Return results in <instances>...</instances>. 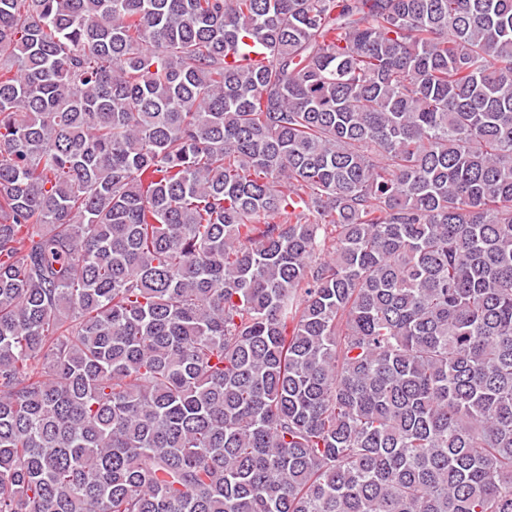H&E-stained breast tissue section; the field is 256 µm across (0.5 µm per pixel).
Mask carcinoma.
I'll list each match as a JSON object with an SVG mask.
<instances>
[{"instance_id":"1","label":"carcinoma","mask_w":512,"mask_h":512,"mask_svg":"<svg viewBox=\"0 0 512 512\" xmlns=\"http://www.w3.org/2000/svg\"><path fill=\"white\" fill-rule=\"evenodd\" d=\"M0 512H512V0H0Z\"/></svg>"}]
</instances>
